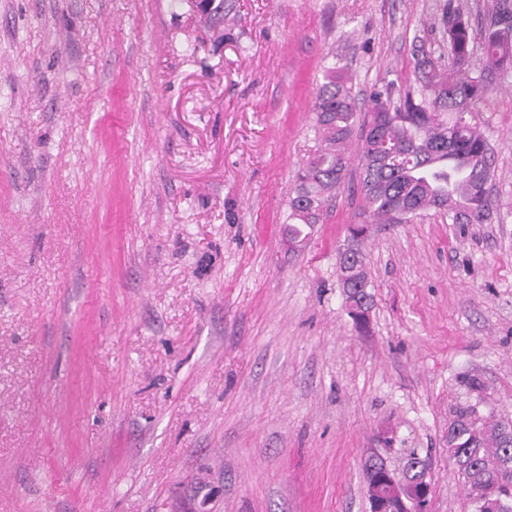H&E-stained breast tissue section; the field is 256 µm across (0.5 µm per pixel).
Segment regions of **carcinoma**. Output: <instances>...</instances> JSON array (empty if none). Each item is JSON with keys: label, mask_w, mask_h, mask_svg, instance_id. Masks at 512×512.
Instances as JSON below:
<instances>
[{"label": "carcinoma", "mask_w": 512, "mask_h": 512, "mask_svg": "<svg viewBox=\"0 0 512 512\" xmlns=\"http://www.w3.org/2000/svg\"><path fill=\"white\" fill-rule=\"evenodd\" d=\"M440 53L414 52L420 87L392 98L394 83L373 94V107L358 113L344 79L347 66L325 69L314 105L322 146L298 174L288 201V241L300 246L319 223L346 178L352 158L360 167L364 214L370 224L411 222L433 210L450 224H485L495 201L487 184L493 158L473 113L492 93L488 74L512 67V9L499 4L482 35L486 68L470 74L472 28L446 0L441 17ZM360 143L350 149L354 128ZM339 254L338 278L353 315L370 310L372 295L361 247ZM448 452L464 479L472 512H512V420L481 416L462 404L448 425ZM387 465L379 458L366 466L369 501L384 512H405V504L429 486L427 461L411 453L396 484L382 482Z\"/></svg>", "instance_id": "obj_1"}]
</instances>
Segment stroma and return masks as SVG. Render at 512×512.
I'll return each mask as SVG.
<instances>
[{
  "mask_svg": "<svg viewBox=\"0 0 512 512\" xmlns=\"http://www.w3.org/2000/svg\"><path fill=\"white\" fill-rule=\"evenodd\" d=\"M231 2L0 0V512H368L413 451L469 512L450 410L512 419V69L491 220L369 225L361 331L358 168L298 251L288 200L324 67L364 111L415 86L445 0ZM351 256L344 258L343 251L339 254L338 278L345 296V303L351 315L369 312L372 304V295L368 291L372 288L365 255L359 247H351Z\"/></svg>",
  "mask_w": 512,
  "mask_h": 512,
  "instance_id": "obj_1",
  "label": "stroma"
}]
</instances>
